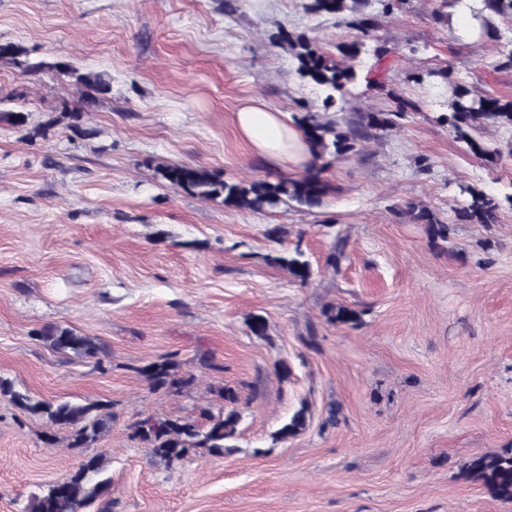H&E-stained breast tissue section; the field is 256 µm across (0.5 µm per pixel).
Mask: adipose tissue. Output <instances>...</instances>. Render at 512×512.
I'll list each match as a JSON object with an SVG mask.
<instances>
[{
  "label": "adipose tissue",
  "mask_w": 512,
  "mask_h": 512,
  "mask_svg": "<svg viewBox=\"0 0 512 512\" xmlns=\"http://www.w3.org/2000/svg\"><path fill=\"white\" fill-rule=\"evenodd\" d=\"M236 121L242 136L259 154L289 162L303 148L302 133L289 125L283 113L249 105L237 112Z\"/></svg>",
  "instance_id": "ef3b65f1"
}]
</instances>
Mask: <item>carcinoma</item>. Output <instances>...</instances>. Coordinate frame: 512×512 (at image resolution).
Segmentation results:
<instances>
[{
  "label": "carcinoma",
  "instance_id": "carcinoma-1",
  "mask_svg": "<svg viewBox=\"0 0 512 512\" xmlns=\"http://www.w3.org/2000/svg\"><path fill=\"white\" fill-rule=\"evenodd\" d=\"M361 2L309 0L304 4V9L314 14L335 16L348 11L350 20L347 24L362 35L369 36L375 30V21L371 15L360 12L358 5ZM289 45L295 52L298 75L321 90L324 108L334 107L338 112L344 111L350 88L360 78L356 68L330 60L316 41L304 35L289 41ZM386 53L385 49L376 50V61L366 70L368 83L378 84L383 80L381 62ZM23 55L25 49L20 44L0 42V60L11 61L28 72L54 69L65 75H74L76 82L84 88L85 99L92 101L95 94L110 89V82L101 73L80 74L78 69L66 63H30L20 60ZM439 106L443 112L439 113L436 121L451 128L456 138L465 142L477 155H488L490 151L484 149L471 136V132L490 125L512 126V99L504 102L493 95L476 96L462 84L455 85L448 99ZM417 110L418 107L411 102L398 101L394 108L386 112H369L348 119L343 129L336 122L319 121L310 112L296 118V124L303 131L311 154L320 159L327 153L344 155L357 151L363 141L376 135V131L396 126L397 121ZM161 174L170 185L190 194L207 199L222 195L224 204L252 211H273L290 202L307 208L318 207L332 191L320 172L314 170L300 178L280 177L274 182L261 180L250 183L228 182L206 169L186 165L167 166ZM460 190L468 195V203L460 212L461 218L476 224L497 222L500 203L493 196L471 186H462ZM415 219L428 224L432 237L447 239L448 229L436 220L430 210L419 209ZM303 256V251L297 246L291 254L279 257L277 261L285 265L295 279L305 282L311 275V269ZM36 337L59 352L71 351L91 358L106 354L105 347L67 327L46 326L36 332ZM175 367L176 363L164 356L141 367L139 373L152 389L178 393L188 380L178 376ZM0 395L10 397L21 409L46 416L53 426L66 429L70 448H90L107 430L108 415L100 403L35 401L29 395L13 390L4 380H0ZM203 416L206 422L199 424L185 418L149 415L134 424L133 437L144 443L154 456L169 462L179 461L201 448L214 454L224 453L229 449L226 441L235 435L240 413L232 408L216 415L207 411ZM305 427L306 410L301 408L281 424L276 431V439L294 437ZM467 474L483 482L497 497L512 500V448L473 459L467 467ZM108 485L109 480L103 477L102 457L90 456L81 462L75 472L47 485L40 494L33 496L30 512H79L85 505L98 500Z\"/></svg>",
  "mask_w": 512,
  "mask_h": 512
}]
</instances>
